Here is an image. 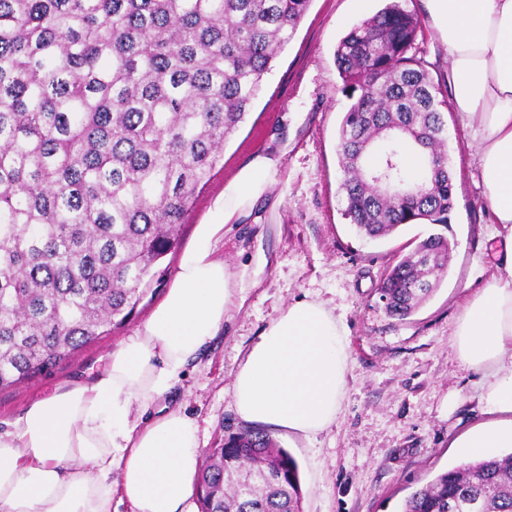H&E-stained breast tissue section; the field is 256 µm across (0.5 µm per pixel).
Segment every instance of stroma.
Returning <instances> with one entry per match:
<instances>
[{
  "mask_svg": "<svg viewBox=\"0 0 512 512\" xmlns=\"http://www.w3.org/2000/svg\"><path fill=\"white\" fill-rule=\"evenodd\" d=\"M384 0H312L292 39L273 63L263 90L224 146V156L198 188L179 236L184 247L215 199L255 155L273 165L264 191L224 227V264L231 299L224 329L192 361L163 401L198 426L202 450L240 427L232 381L241 353L292 300L322 302L347 327L348 385L336 425L312 441L272 436L296 459L303 512H401L416 487L469 462L455 442L482 416L476 375L453 346L457 318L495 271L496 228L475 164L476 144L452 103L451 59L426 0H402L422 28L413 52L441 90L448 125L454 208L448 229L407 224L380 240L358 234L343 215L337 131L348 101L335 62L340 38L376 13ZM444 232L453 249L448 273L431 297L403 320L386 314L380 283L417 242ZM180 257L175 251L132 316L119 328L30 380L0 389V420L70 380L97 375L109 353L163 299Z\"/></svg>",
  "mask_w": 512,
  "mask_h": 512,
  "instance_id": "stroma-1",
  "label": "stroma"
}]
</instances>
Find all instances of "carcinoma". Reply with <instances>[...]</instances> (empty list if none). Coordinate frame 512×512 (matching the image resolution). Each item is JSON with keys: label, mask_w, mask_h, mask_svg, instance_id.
Here are the masks:
<instances>
[{"label": "carcinoma", "mask_w": 512, "mask_h": 512, "mask_svg": "<svg viewBox=\"0 0 512 512\" xmlns=\"http://www.w3.org/2000/svg\"><path fill=\"white\" fill-rule=\"evenodd\" d=\"M311 0H0V388L123 324L178 242L203 180ZM419 18L391 0L336 48L350 100L337 153L358 233L448 224L454 207L438 88L409 51ZM391 149L387 190L367 174ZM429 164L404 176L407 149ZM448 237L386 274L405 319L447 275ZM295 458L265 430L227 431L198 474L201 512H302ZM402 512H512V453L476 458L413 491Z\"/></svg>", "instance_id": "carcinoma-1"}]
</instances>
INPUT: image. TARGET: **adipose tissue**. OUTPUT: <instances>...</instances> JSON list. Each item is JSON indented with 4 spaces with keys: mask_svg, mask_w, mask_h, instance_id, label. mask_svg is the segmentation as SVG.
Wrapping results in <instances>:
<instances>
[{
    "mask_svg": "<svg viewBox=\"0 0 512 512\" xmlns=\"http://www.w3.org/2000/svg\"><path fill=\"white\" fill-rule=\"evenodd\" d=\"M452 61L453 100L479 144L486 198L503 234L496 273L465 305L453 344L478 374L486 420L473 454L512 447V0H427ZM256 158L214 202L181 254L163 301L93 380L32 403L0 430V512H192L201 449L194 420L160 400L224 327L231 296L224 226L265 184ZM345 325L322 302L288 304L240 359L234 406L246 423L313 440L335 425L347 389Z\"/></svg>",
    "mask_w": 512,
    "mask_h": 512,
    "instance_id": "1",
    "label": "adipose tissue"
}]
</instances>
